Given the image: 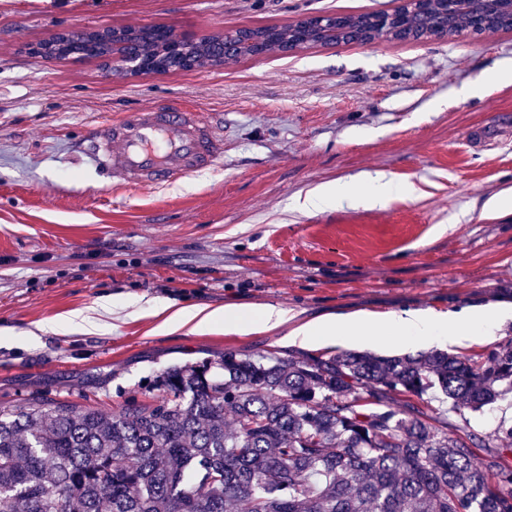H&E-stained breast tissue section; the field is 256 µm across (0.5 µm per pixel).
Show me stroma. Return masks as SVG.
<instances>
[{
    "mask_svg": "<svg viewBox=\"0 0 512 512\" xmlns=\"http://www.w3.org/2000/svg\"><path fill=\"white\" fill-rule=\"evenodd\" d=\"M398 0H0V403L33 393L120 410L150 401L171 366L224 351L328 357L285 331L164 327L171 309L272 304L304 322L362 311L441 312L512 302V32L317 46L154 76L45 61L26 46L70 30L164 24L215 34L307 16L381 12ZM224 116V161L161 187L116 188L76 152L96 124L156 103ZM382 173L375 208L288 206L321 183ZM128 315L107 328L104 299ZM477 439L512 401L461 418Z\"/></svg>",
    "mask_w": 512,
    "mask_h": 512,
    "instance_id": "1",
    "label": "stroma"
}]
</instances>
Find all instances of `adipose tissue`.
Returning a JSON list of instances; mask_svg holds the SVG:
<instances>
[{"mask_svg":"<svg viewBox=\"0 0 512 512\" xmlns=\"http://www.w3.org/2000/svg\"><path fill=\"white\" fill-rule=\"evenodd\" d=\"M395 191L384 174L368 177L363 187L350 188L342 183H324L310 189L299 208L312 213L327 206L355 208L376 206L390 200ZM512 318V305L501 303L484 313L435 312L431 310L392 311L374 318L366 314L345 317H327L300 324H292L288 309L275 305H262L243 309L225 307L206 310L185 307L173 312L165 321L172 328L197 331L223 324L225 332L249 334L255 331H273L288 327L292 343L307 346L357 341L362 336H392L399 346L411 343H437L460 345L472 336H490L507 319Z\"/></svg>","mask_w":512,"mask_h":512,"instance_id":"1","label":"adipose tissue"}]
</instances>
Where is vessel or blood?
Instances as JSON below:
<instances>
[{"label": "vessel or blood", "instance_id": "obj_1", "mask_svg": "<svg viewBox=\"0 0 512 512\" xmlns=\"http://www.w3.org/2000/svg\"><path fill=\"white\" fill-rule=\"evenodd\" d=\"M83 159L114 186H162L221 163L224 126L187 104L131 111L97 125Z\"/></svg>", "mask_w": 512, "mask_h": 512}]
</instances>
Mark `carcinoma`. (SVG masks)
I'll return each instance as SVG.
<instances>
[{
  "instance_id": "carcinoma-1",
  "label": "carcinoma",
  "mask_w": 512,
  "mask_h": 512,
  "mask_svg": "<svg viewBox=\"0 0 512 512\" xmlns=\"http://www.w3.org/2000/svg\"><path fill=\"white\" fill-rule=\"evenodd\" d=\"M511 31L497 3L458 0L432 29L413 11L178 35L166 25L64 31L29 50L99 60L106 76H149L364 41ZM152 401L114 412L34 394L0 405V512H512V426L477 457L467 427L428 414L437 390L459 415L512 393V341L486 359L432 351L329 358L226 351L174 366ZM417 402H412V399Z\"/></svg>"
}]
</instances>
